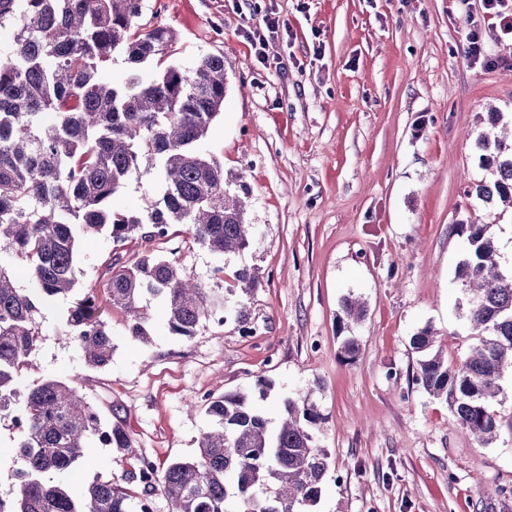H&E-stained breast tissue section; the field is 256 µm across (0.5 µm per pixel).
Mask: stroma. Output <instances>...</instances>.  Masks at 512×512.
<instances>
[{"label": "stroma", "mask_w": 512, "mask_h": 512, "mask_svg": "<svg viewBox=\"0 0 512 512\" xmlns=\"http://www.w3.org/2000/svg\"><path fill=\"white\" fill-rule=\"evenodd\" d=\"M144 4L145 16L177 32L168 61L188 70L204 54H223L229 88L201 147L225 172L245 175L248 220L259 233L250 248L218 257L191 243L185 225H172L154 253L224 288L226 318L187 339L170 333L155 302L144 344L112 313L105 368L87 366L65 334L73 296L42 307L19 388L74 382L137 450L131 457L93 446L44 481L78 491L97 475L120 482L141 456L161 470L192 458L209 426L204 399L262 379L272 385L259 403L269 418H277L280 398L305 393L321 413L316 434L328 469L313 512H512V379L491 407L497 437L483 447L445 401L416 384L411 346L431 327L436 349L456 363L478 342L455 278L465 255L456 225H490L502 268H512V210L474 190L490 179L477 148L488 112L512 121V40L483 22L479 0ZM269 10L287 28L270 41L263 65L249 33ZM473 28L482 64L466 56ZM159 183L155 169L133 175L114 209L144 210ZM113 251L130 264L144 248L112 246L103 234L78 237L80 287H100ZM243 267L263 277L246 301L234 290ZM348 296L366 309L352 327L359 350L350 361L338 336Z\"/></svg>", "instance_id": "1"}]
</instances>
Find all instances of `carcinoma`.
I'll use <instances>...</instances> for the list:
<instances>
[{"label": "carcinoma", "instance_id": "carcinoma-1", "mask_svg": "<svg viewBox=\"0 0 512 512\" xmlns=\"http://www.w3.org/2000/svg\"><path fill=\"white\" fill-rule=\"evenodd\" d=\"M143 0H0V28H13L12 50L0 57V422L23 421L16 431L14 485L0 496V512H129V501L149 506L163 494L171 512H311L321 496L328 454L314 427L320 419L311 393L278 404L271 426L249 391L205 400L210 424L194 458L164 471L141 458L125 485L100 476L74 494L42 480L83 457L93 443L133 453L118 424L104 425L78 388L47 379L22 393L18 373L35 349L41 308L75 290L76 231L150 244L173 224L188 226L194 243L216 255L238 253L255 241L248 222L249 189L224 175V164L200 148L221 114L227 88L224 55L207 53L185 70L176 64L149 78L143 68L163 59L173 29L152 17L142 24ZM121 57L125 77L112 85L99 70ZM481 169L493 175L476 185L484 202L512 208V139L483 134ZM157 168L160 197L139 214L111 201L141 169ZM489 224H458L467 249L456 277L468 294L466 318L479 344L448 364L428 328L411 343L421 354L416 382L443 399L457 423L480 445L496 438L490 410L512 373V272L496 260ZM35 284L13 285L15 267ZM107 259L105 303L85 289L68 311L66 333L88 365L112 360V329L104 314L125 316L132 338L150 336L147 310L160 301L172 334L191 337L212 318L224 321V293L207 288L177 261L152 252L115 269ZM241 298L261 286L248 269L235 272ZM339 332L364 317L359 301H343Z\"/></svg>", "mask_w": 512, "mask_h": 512}]
</instances>
